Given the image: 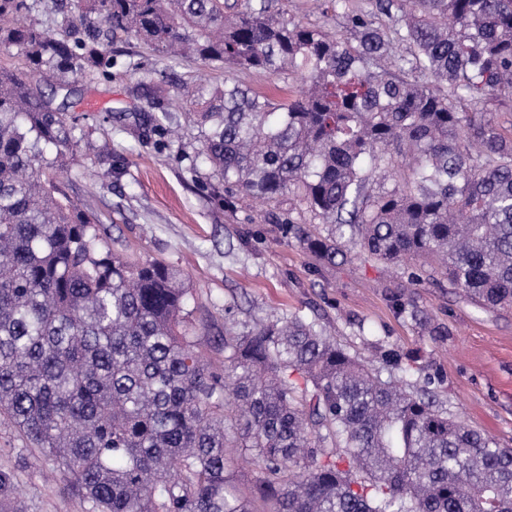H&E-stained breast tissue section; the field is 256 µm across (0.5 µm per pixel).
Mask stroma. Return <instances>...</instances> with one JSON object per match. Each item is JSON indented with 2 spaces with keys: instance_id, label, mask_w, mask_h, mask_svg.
Returning a JSON list of instances; mask_svg holds the SVG:
<instances>
[{
  "instance_id": "stroma-1",
  "label": "stroma",
  "mask_w": 512,
  "mask_h": 512,
  "mask_svg": "<svg viewBox=\"0 0 512 512\" xmlns=\"http://www.w3.org/2000/svg\"><path fill=\"white\" fill-rule=\"evenodd\" d=\"M112 57L109 79H78L73 95L53 99L68 104L92 140H109L112 148L109 158L92 163L78 148L61 187L100 216L116 249L134 259L164 260L183 273L208 362L222 364L217 342L225 323L249 329L273 316L315 317L373 366L390 352L402 359L420 354L418 379L432 381L444 408L512 448V309L482 313L448 284L421 288L418 309L445 331L437 341L422 334L391 302L403 280L399 271L357 252L342 264H324L284 237L275 207L241 197L227 208L197 155V129L183 113L172 114L175 135L167 147L138 137L134 116L150 110L138 88L139 70L159 65L160 58L123 38L113 41ZM0 468L16 473L25 512H86L6 425L0 426ZM228 469L253 512H267L255 497L263 469L254 451L239 449Z\"/></svg>"
}]
</instances>
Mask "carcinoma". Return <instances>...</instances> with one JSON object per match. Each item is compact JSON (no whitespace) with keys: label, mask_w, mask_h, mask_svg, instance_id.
Returning <instances> with one entry per match:
<instances>
[{"label":"carcinoma","mask_w":512,"mask_h":512,"mask_svg":"<svg viewBox=\"0 0 512 512\" xmlns=\"http://www.w3.org/2000/svg\"><path fill=\"white\" fill-rule=\"evenodd\" d=\"M345 32L277 0H0V416L57 467L87 512H252L228 455L253 448L270 512H512V448L443 408L394 362L383 376L314 319L224 326V369L198 349L181 271L129 261L57 186L84 139L43 86L112 75L110 44L134 39L171 63L262 72L290 85L139 87L175 105L225 191L278 204L286 231L328 265L351 248L412 288L448 280L481 312L512 308V0H314ZM325 225L314 233L303 225ZM392 303L418 318L413 295ZM0 469V512H20Z\"/></svg>","instance_id":"1"}]
</instances>
